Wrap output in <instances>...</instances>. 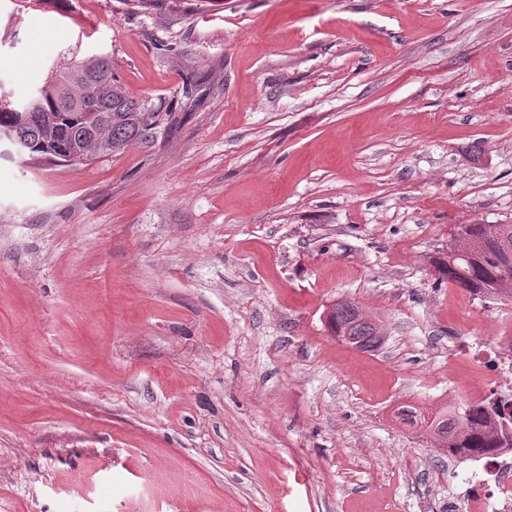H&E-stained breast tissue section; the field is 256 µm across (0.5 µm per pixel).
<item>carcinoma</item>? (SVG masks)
<instances>
[{"mask_svg":"<svg viewBox=\"0 0 512 512\" xmlns=\"http://www.w3.org/2000/svg\"><path fill=\"white\" fill-rule=\"evenodd\" d=\"M176 113L131 98L106 57L75 60L51 73L23 105L0 95V128L14 130L21 149L49 161L76 164L114 155L166 131ZM443 281L496 300H512V224H460L448 250L435 259ZM335 318L353 325L367 350L380 345L371 323L351 301L336 303ZM448 454L481 456L512 448V411L493 396L479 404L442 412Z\"/></svg>","mask_w":512,"mask_h":512,"instance_id":"obj_1","label":"carcinoma"}]
</instances>
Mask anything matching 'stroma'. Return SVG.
<instances>
[{
    "instance_id": "35a3bbf8",
    "label": "stroma",
    "mask_w": 512,
    "mask_h": 512,
    "mask_svg": "<svg viewBox=\"0 0 512 512\" xmlns=\"http://www.w3.org/2000/svg\"><path fill=\"white\" fill-rule=\"evenodd\" d=\"M106 56L171 130L0 144V512H448L506 310L431 265L512 224V0H0V93ZM348 299L373 352L330 335Z\"/></svg>"
}]
</instances>
